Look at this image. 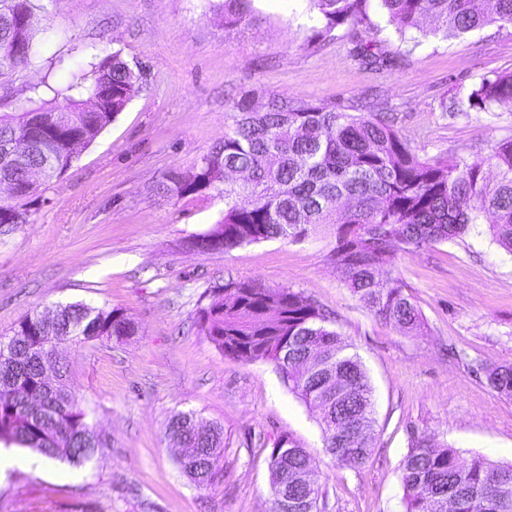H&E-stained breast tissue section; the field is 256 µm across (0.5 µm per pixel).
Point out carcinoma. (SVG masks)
Listing matches in <instances>:
<instances>
[{
  "label": "carcinoma",
  "mask_w": 512,
  "mask_h": 512,
  "mask_svg": "<svg viewBox=\"0 0 512 512\" xmlns=\"http://www.w3.org/2000/svg\"><path fill=\"white\" fill-rule=\"evenodd\" d=\"M252 0H222L227 26L254 18ZM328 37L340 25L367 18V0H308ZM380 15L400 36L422 30L457 35L488 25L512 26V0H375ZM32 0H0V70L33 67ZM361 63L380 68L394 61L366 46ZM93 81H72L56 89L42 79L63 105L0 115V153L18 134L31 136L33 150L0 166L17 188L0 198V235L33 222L27 200L64 172L73 159L72 141L89 144L123 111L139 91V77L116 51L90 63ZM512 103V72L485 77L463 107L489 110ZM72 126L61 128V110ZM223 142L191 171L165 174L160 189L182 196L224 186V214L205 237L212 252L273 239L300 240L328 228L335 245L329 259L342 282L375 316L401 331L421 328L423 318L395 266L399 251H414L453 241L477 224L489 225L493 241L512 254V138L490 146L485 158L424 159L394 126L373 112H345L313 100L274 96L260 109L245 96L233 106ZM497 170L485 175V165ZM42 167L34 181L29 172ZM232 170L246 173L229 182ZM201 309L200 331L224 355L274 364L288 388L320 412L326 452L350 468L369 459L375 423L372 388L359 357L347 352L340 333L315 300L288 288L255 281H232L210 291ZM135 323L118 309L85 302L58 305L50 315L26 313L8 340H0V440L38 451L49 459L83 463L97 451L95 430L66 383L51 387L43 377L48 343L80 345L122 339ZM488 384L512 397V365L488 366ZM166 437L178 448L180 470L199 488L215 485L222 472L224 429L204 423L194 412H179L167 422ZM268 512H322L320 487L298 480L312 469L311 456L292 439L277 437L269 452ZM406 512H442L439 495L459 498L455 512H512V464L483 457L460 460L455 448L422 436L402 462Z\"/></svg>",
  "instance_id": "carcinoma-1"
}]
</instances>
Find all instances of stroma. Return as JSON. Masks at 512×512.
Masks as SVG:
<instances>
[{"instance_id":"35a3bbf8","label":"stroma","mask_w":512,"mask_h":512,"mask_svg":"<svg viewBox=\"0 0 512 512\" xmlns=\"http://www.w3.org/2000/svg\"><path fill=\"white\" fill-rule=\"evenodd\" d=\"M219 0H60L37 11L31 70L0 71V114L52 102L53 87L120 52L141 89L32 204L35 221L0 236V336L27 312L85 301L116 308L136 335L63 346L69 384L102 443L83 464L6 444L25 465L0 480V512H265L267 443L285 435L315 462L324 512H405L401 465L415 438L512 463V397L484 369L512 364V255L480 224L463 239L395 264L425 325L406 334L344 287L328 260L334 239L245 244L197 254L192 236L224 213L216 189L158 193L168 171L191 169L224 138L243 96L282 95L347 112H385L419 156L470 160L512 136V106L449 111L483 77L512 72V27L456 38H401L369 23L317 35L306 0H253L255 22L225 27ZM398 66L360 65L358 42ZM47 79L49 86L33 90ZM230 280L288 287L314 299L364 365L373 388V453L357 469L324 448L317 411L269 362L225 356L198 328L207 292ZM195 412L224 428L222 476L197 488L165 437Z\"/></svg>"}]
</instances>
